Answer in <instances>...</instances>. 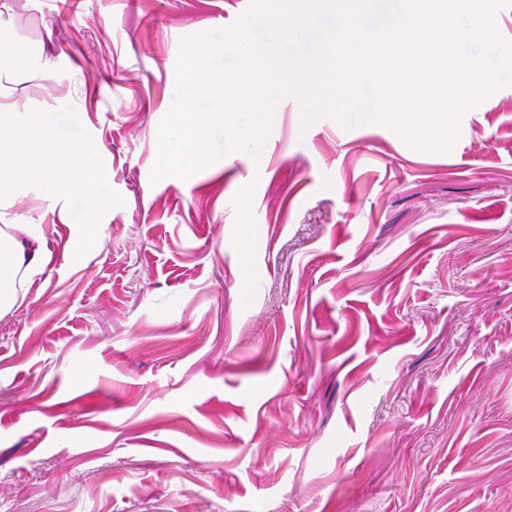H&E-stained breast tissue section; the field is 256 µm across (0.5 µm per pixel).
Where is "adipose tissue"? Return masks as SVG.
<instances>
[{"label":"adipose tissue","instance_id":"adipose-tissue-1","mask_svg":"<svg viewBox=\"0 0 512 512\" xmlns=\"http://www.w3.org/2000/svg\"><path fill=\"white\" fill-rule=\"evenodd\" d=\"M52 260L43 238L29 224L16 225L14 231L0 228V266L8 268L10 277L0 278V310L10 309L17 300L12 274L30 278L44 269Z\"/></svg>","mask_w":512,"mask_h":512}]
</instances>
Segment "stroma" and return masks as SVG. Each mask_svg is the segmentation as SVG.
I'll return each instance as SVG.
<instances>
[{"label":"stroma","instance_id":"35a3bbf8","mask_svg":"<svg viewBox=\"0 0 512 512\" xmlns=\"http://www.w3.org/2000/svg\"><path fill=\"white\" fill-rule=\"evenodd\" d=\"M248 0H0L125 199L0 220L53 262L0 314V512H512V87L449 154L301 123L151 183L180 37Z\"/></svg>","mask_w":512,"mask_h":512}]
</instances>
